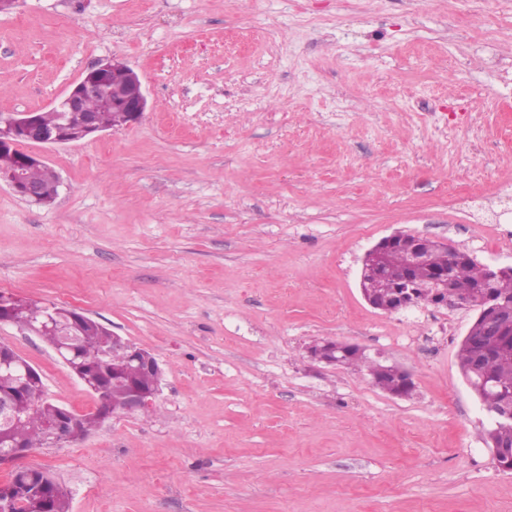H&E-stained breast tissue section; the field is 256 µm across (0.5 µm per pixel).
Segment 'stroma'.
Instances as JSON below:
<instances>
[{"mask_svg":"<svg viewBox=\"0 0 512 512\" xmlns=\"http://www.w3.org/2000/svg\"><path fill=\"white\" fill-rule=\"evenodd\" d=\"M137 71L135 124L39 151L55 202L0 182V292L82 309L161 362L149 413L24 465L71 512H512L463 377L476 309L385 313L364 253L397 231L512 264V10L497 0H18L0 116L92 63ZM414 375L406 397L322 340ZM52 401L93 396L0 324ZM320 343H314L308 347L309 356L314 360L333 365L344 363L347 350L355 346L333 341H327L322 345Z\"/></svg>","mask_w":512,"mask_h":512,"instance_id":"1","label":"stroma"}]
</instances>
